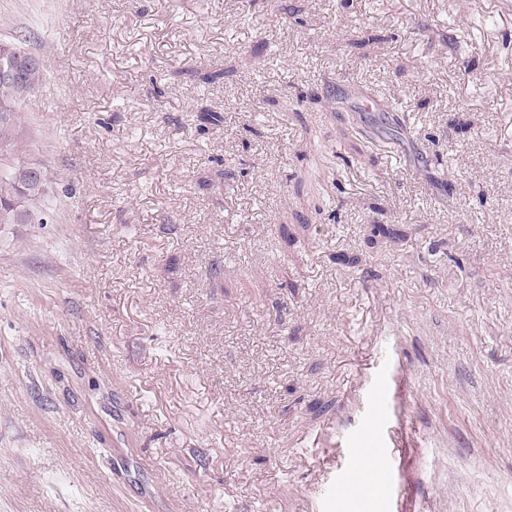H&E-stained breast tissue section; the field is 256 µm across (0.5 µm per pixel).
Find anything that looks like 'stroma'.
Instances as JSON below:
<instances>
[{
  "instance_id": "35a3bbf8",
  "label": "stroma",
  "mask_w": 512,
  "mask_h": 512,
  "mask_svg": "<svg viewBox=\"0 0 512 512\" xmlns=\"http://www.w3.org/2000/svg\"><path fill=\"white\" fill-rule=\"evenodd\" d=\"M21 34L0 512H512V0H0Z\"/></svg>"
}]
</instances>
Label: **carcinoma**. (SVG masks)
Instances as JSON below:
<instances>
[{
	"label": "carcinoma",
	"mask_w": 512,
	"mask_h": 512,
	"mask_svg": "<svg viewBox=\"0 0 512 512\" xmlns=\"http://www.w3.org/2000/svg\"><path fill=\"white\" fill-rule=\"evenodd\" d=\"M24 44L25 40L19 38L0 42V63L9 61L23 71L19 81L0 79V108H11L6 115L0 114V166L7 168V173L0 175V225L42 223L41 200L46 193V188L31 179L30 162L20 157L18 133L26 98L43 78L42 67L26 63L30 51Z\"/></svg>",
	"instance_id": "1"
}]
</instances>
